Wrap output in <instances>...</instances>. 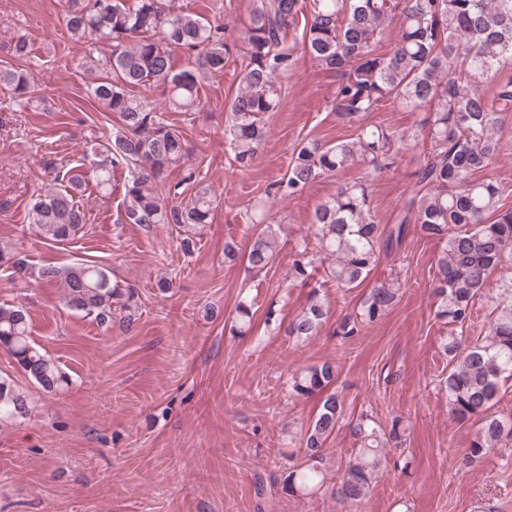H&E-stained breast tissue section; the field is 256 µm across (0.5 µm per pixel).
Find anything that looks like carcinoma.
Masks as SVG:
<instances>
[{
    "instance_id": "1",
    "label": "carcinoma",
    "mask_w": 512,
    "mask_h": 512,
    "mask_svg": "<svg viewBox=\"0 0 512 512\" xmlns=\"http://www.w3.org/2000/svg\"><path fill=\"white\" fill-rule=\"evenodd\" d=\"M64 25L69 39L98 45L79 63L87 92L102 112L117 116L112 134L94 143L100 155L91 173L51 166L52 185L30 204V224L51 242L74 238L86 224L78 205L88 178L100 192L112 191V175L128 170L122 224H175L194 229L212 223L216 208L209 189L185 200L167 177L188 158L186 138L153 108L139 89L161 85L166 111L198 109L202 81L224 72L231 57L238 86L226 113L225 144L241 171L249 169L264 145L266 118L282 107L277 76L295 64L288 37L301 34L305 55L339 75L331 111L353 134L323 144L300 142L276 193L294 197L324 175H341L356 165L364 179L338 185L336 195L315 209L312 224L316 252L303 245L292 251L288 281L310 286L307 304L288 323L286 335L307 340L329 320L320 288L362 289L353 310L336 320L334 335L347 342L378 322L402 299L403 283L389 277L371 282L381 257L396 254L407 236L419 232L436 242L432 296L435 317L451 330L442 341L448 373L440 386L448 395V415L472 420L476 429L462 452L474 466L492 450L512 442V415L495 411L503 382L512 379V278L497 296L485 334L477 338L461 329L473 320L476 300L496 270L512 271V205L503 184L482 177L501 152L503 126L512 116V0H255L243 35V49L224 39V24L211 21L183 0H66ZM397 37L385 52L380 44L391 27ZM185 52L191 65L175 69ZM0 83L14 98L35 101L26 71L0 67ZM420 111L419 133L426 152L411 173L398 218L380 224L372 206L370 181L397 163L408 137L390 127L368 124L365 116L385 103ZM257 225L248 248L230 239L224 261H242L262 272L282 250L279 230L268 222L267 203L246 213ZM0 269L13 278L36 276L63 290L64 304L101 328L115 321L131 327L139 316L135 291L123 288L110 271L94 263L34 268L0 247ZM252 304L235 307L231 332L242 335L252 324ZM0 346L24 375L48 393L60 394L71 380L59 363L31 336L25 307L0 305ZM339 366L326 361L288 378L292 397L320 396L317 413L302 432L304 462L283 480L292 497L330 493L357 506L371 493L379 472L401 444V420L384 429L370 416L350 423L358 448L330 477L324 451L340 429L345 404L333 385ZM30 412L27 395L0 378V424Z\"/></svg>"
}]
</instances>
